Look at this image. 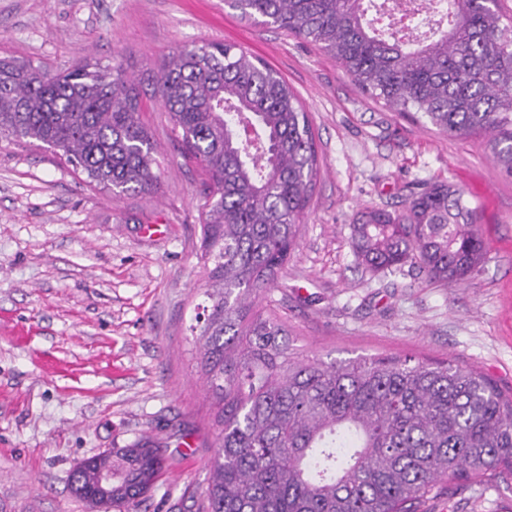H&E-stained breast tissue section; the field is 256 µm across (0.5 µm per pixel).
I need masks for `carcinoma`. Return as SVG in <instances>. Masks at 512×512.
Listing matches in <instances>:
<instances>
[{"label":"carcinoma","instance_id":"obj_1","mask_svg":"<svg viewBox=\"0 0 512 512\" xmlns=\"http://www.w3.org/2000/svg\"><path fill=\"white\" fill-rule=\"evenodd\" d=\"M429 36L380 24L382 0H229L249 22L310 40L384 104L439 131L483 136L512 176V18L500 3L422 0ZM389 14L405 11L391 0ZM184 152L201 164L208 305L198 365L220 428L201 512H416L437 482L512 487V396L451 362L369 356L303 359L274 309H255L288 265L316 175L307 113L271 67L232 43L180 49L157 79ZM121 66L54 71L0 58V139L36 141L86 179L152 192L155 144ZM357 261L394 272L415 262L461 281L486 256L474 210L446 183L401 213L352 225ZM165 462L149 439L88 458L70 476L85 491L112 478L115 512H137Z\"/></svg>","mask_w":512,"mask_h":512}]
</instances>
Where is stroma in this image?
<instances>
[{
	"mask_svg": "<svg viewBox=\"0 0 512 512\" xmlns=\"http://www.w3.org/2000/svg\"><path fill=\"white\" fill-rule=\"evenodd\" d=\"M239 45L308 114L318 172L274 306L302 356L448 360L512 395V178L486 139L451 138L365 93L314 43L241 21L224 0H0V57L66 69L121 65L156 145L148 194L89 185L33 143L0 140V512H90L70 488L82 460L149 438L167 467L139 512H197L218 431L190 330L204 303L206 176L155 98L173 51ZM475 210L486 258L442 284L412 265H359L351 226L405 210L433 184ZM419 512H512L488 483L433 491Z\"/></svg>",
	"mask_w": 512,
	"mask_h": 512,
	"instance_id": "1",
	"label": "stroma"
}]
</instances>
